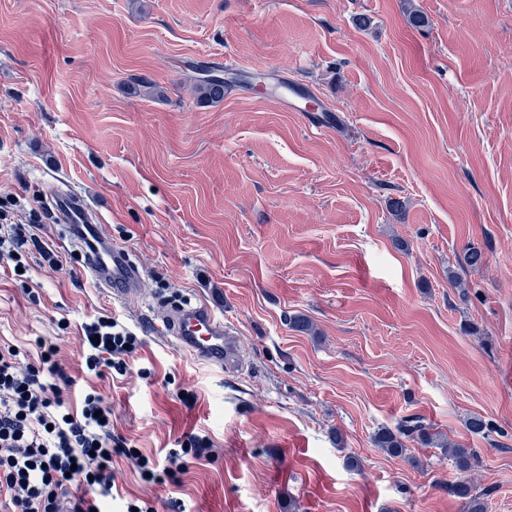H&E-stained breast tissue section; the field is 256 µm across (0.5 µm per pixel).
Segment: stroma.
<instances>
[{"mask_svg": "<svg viewBox=\"0 0 512 512\" xmlns=\"http://www.w3.org/2000/svg\"><path fill=\"white\" fill-rule=\"evenodd\" d=\"M228 57L223 101L196 102L197 68ZM265 70L322 111L289 109ZM137 77L156 94L130 93ZM68 186L142 267L136 297L83 277L53 215ZM5 198L62 268L0 266V346L52 342L71 398L100 395L159 466L187 434L212 444L162 484L115 459L102 512H463L460 481L512 512V0H0ZM172 295L218 308L237 366L155 330ZM101 316L141 340L125 374L84 366ZM411 417L431 445L375 446ZM448 440L477 449L474 470Z\"/></svg>", "mask_w": 512, "mask_h": 512, "instance_id": "35a3bbf8", "label": "stroma"}]
</instances>
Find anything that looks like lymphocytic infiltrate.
<instances>
[{
	"mask_svg": "<svg viewBox=\"0 0 512 512\" xmlns=\"http://www.w3.org/2000/svg\"><path fill=\"white\" fill-rule=\"evenodd\" d=\"M82 333L90 348L85 366L96 373L123 372L139 343L113 317L83 325ZM41 351L39 362L24 365L18 350L0 347V512H101L98 499L112 491L118 456L158 481L154 462L113 435L112 411L98 395L86 394L79 408L69 409L64 391L71 381L54 346ZM70 472L91 480L96 496H70L64 485Z\"/></svg>",
	"mask_w": 512,
	"mask_h": 512,
	"instance_id": "1",
	"label": "lymphocytic infiltrate"
}]
</instances>
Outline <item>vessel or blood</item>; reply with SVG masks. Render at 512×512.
<instances>
[{
	"label": "vessel or blood",
	"instance_id": "b4317fda",
	"mask_svg": "<svg viewBox=\"0 0 512 512\" xmlns=\"http://www.w3.org/2000/svg\"><path fill=\"white\" fill-rule=\"evenodd\" d=\"M54 213L81 253L82 271L113 300L126 301L142 285L141 269L125 249L113 244L95 210L76 188L55 194ZM156 327L197 362L228 368L236 363V345L223 315L207 304L185 303L159 312Z\"/></svg>",
	"mask_w": 512,
	"mask_h": 512
}]
</instances>
